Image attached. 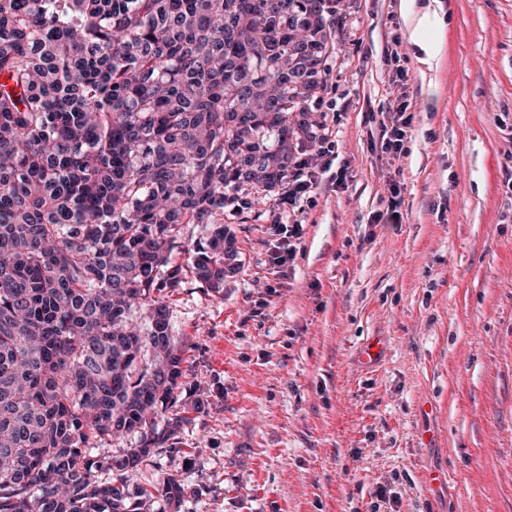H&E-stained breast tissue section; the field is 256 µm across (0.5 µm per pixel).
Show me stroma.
I'll return each instance as SVG.
<instances>
[{
	"mask_svg": "<svg viewBox=\"0 0 512 512\" xmlns=\"http://www.w3.org/2000/svg\"><path fill=\"white\" fill-rule=\"evenodd\" d=\"M331 21L336 152L295 256L270 261L276 194L225 215L241 268L171 291L186 421L129 485L176 477L182 512H370L379 489L380 512H512V0H339ZM396 36L414 118L393 160L374 115ZM394 185L403 221L378 223Z\"/></svg>",
	"mask_w": 512,
	"mask_h": 512,
	"instance_id": "stroma-1",
	"label": "stroma"
}]
</instances>
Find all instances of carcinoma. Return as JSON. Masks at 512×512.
I'll return each mask as SVG.
<instances>
[{"label": "carcinoma", "instance_id": "1", "mask_svg": "<svg viewBox=\"0 0 512 512\" xmlns=\"http://www.w3.org/2000/svg\"><path fill=\"white\" fill-rule=\"evenodd\" d=\"M330 0H0V512H180L132 491L178 431L168 288L240 268L224 209L319 138ZM189 224H210L187 268ZM138 444L107 461L112 437ZM103 469L107 478L96 472ZM134 446L135 438L132 435L113 437L102 443L99 448L93 449L92 455L103 460L111 456H120Z\"/></svg>", "mask_w": 512, "mask_h": 512}]
</instances>
